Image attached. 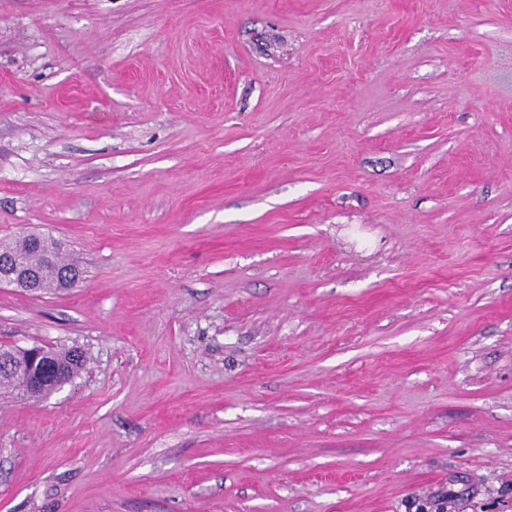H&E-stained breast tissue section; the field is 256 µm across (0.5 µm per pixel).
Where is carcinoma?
Listing matches in <instances>:
<instances>
[{
  "label": "carcinoma",
  "mask_w": 512,
  "mask_h": 512,
  "mask_svg": "<svg viewBox=\"0 0 512 512\" xmlns=\"http://www.w3.org/2000/svg\"><path fill=\"white\" fill-rule=\"evenodd\" d=\"M9 255L13 264L28 269H42L43 275L39 279L38 289H54L58 291L70 288L63 282L58 271L76 270V262L62 256L57 246V241L49 236L30 234L24 237L0 239V253ZM4 349H12L17 355V361L23 364L20 370H0V390L16 391L29 398H46L59 389L64 383L71 381L84 365V356L75 349H49L46 357L42 358L37 368L40 369L44 383L33 388L30 385V373L25 353L17 347L4 346Z\"/></svg>",
  "instance_id": "cac0c4a2"
}]
</instances>
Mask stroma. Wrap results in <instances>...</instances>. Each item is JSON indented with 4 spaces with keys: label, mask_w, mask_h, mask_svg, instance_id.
<instances>
[{
    "label": "stroma",
    "mask_w": 512,
    "mask_h": 512,
    "mask_svg": "<svg viewBox=\"0 0 512 512\" xmlns=\"http://www.w3.org/2000/svg\"><path fill=\"white\" fill-rule=\"evenodd\" d=\"M0 512H512V0H0ZM34 241H39L38 244ZM58 242L49 236L30 234L24 237L15 236L13 238L0 239V253L5 252L9 255L13 264L28 269H46L37 288L38 277L36 274L23 271L17 267L10 268L6 260L0 259V285L13 286L14 288H26L38 290L54 289L58 291L73 288L75 284L63 282L60 275L52 269L57 267L63 270H79L78 265L73 260L62 256L57 246ZM52 264H50V259ZM50 264V265H49ZM2 348L14 350L17 355V361L23 364V368L11 371L0 370V390L17 391L19 394L29 398H47L58 390L59 386L71 381L82 369L85 362L82 352L75 349H48L46 352L43 349L32 348L27 354L28 359L35 358L38 360L46 352V357H43L37 364V369H40L44 383L39 388H32L25 353L18 350V347L15 346L0 345V350ZM17 361L13 354L3 350L0 351L1 369L10 370L15 368L18 365Z\"/></svg>",
    "instance_id": "1"
}]
</instances>
